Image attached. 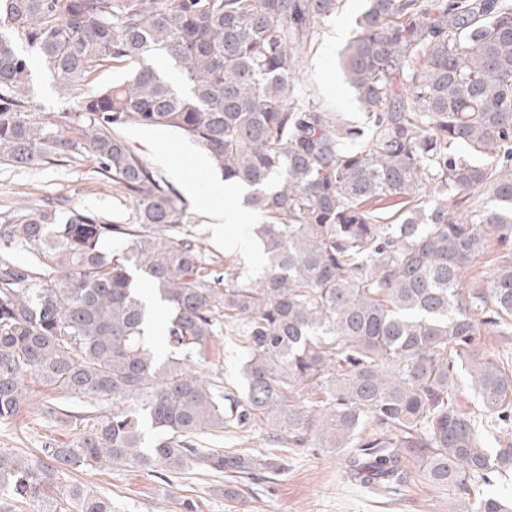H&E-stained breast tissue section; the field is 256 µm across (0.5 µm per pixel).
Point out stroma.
I'll return each instance as SVG.
<instances>
[{
    "label": "stroma",
    "instance_id": "obj_1",
    "mask_svg": "<svg viewBox=\"0 0 512 512\" xmlns=\"http://www.w3.org/2000/svg\"><path fill=\"white\" fill-rule=\"evenodd\" d=\"M367 6V0H340L338 11L320 24L318 39L300 72L301 98L348 120L358 117L360 107L343 76L339 57L352 37L356 17ZM333 29L338 36L329 49L325 42ZM123 136L176 190L183 191L187 178H195L198 191L185 194L184 222L202 234L208 258L219 264L230 262L242 275L260 277L264 270L261 251L247 252L223 242L224 237L235 236L239 226H225L219 234L209 222L202 201L217 196L223 198L225 207L240 209L242 224H255L258 218L241 199L225 196L224 182L205 152L172 129L133 125L124 129ZM43 199L58 200L64 209L91 211L120 224L135 221L130 200L98 172L88 155H70L62 162L30 167L0 161V221L12 217L19 205L32 206ZM45 400L42 391L33 390L23 411L9 423L0 424V450L37 456L46 442L68 443L77 437L78 430L71 422L45 419ZM247 445L249 454L263 464L242 480L236 498L223 494L229 478L215 481L190 471L157 477L117 465L102 471H74L68 479L107 497L114 512H181L180 504L187 498L194 502L195 512H460L454 493L430 487L412 461L407 464V482L392 499L344 483L342 454L324 448H271L259 430L251 433Z\"/></svg>",
    "mask_w": 512,
    "mask_h": 512
}]
</instances>
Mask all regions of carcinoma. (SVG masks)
I'll use <instances>...</instances> for the list:
<instances>
[{
	"mask_svg": "<svg viewBox=\"0 0 512 512\" xmlns=\"http://www.w3.org/2000/svg\"><path fill=\"white\" fill-rule=\"evenodd\" d=\"M338 2L0 0V160L86 153L136 208L112 224L44 200L0 224V422L32 382L51 421L70 399L93 408L43 459L0 452L15 501L112 512L77 483L66 510L57 497L67 471L111 464L241 477L250 455L206 437L260 429L271 446L345 449L352 485L395 492L412 457L463 512H512L467 497L512 470V362L483 343L512 338V3L369 0L341 55L362 109L351 124L296 93ZM32 55L69 104L52 117L32 108ZM108 65L131 75L89 89ZM129 124L178 130L249 188L262 276L206 262L183 199L121 137ZM481 191L492 204L469 220L448 208ZM373 201L401 204L400 222L379 223ZM114 237L129 245L107 251ZM479 256L494 275L465 288ZM150 298L169 312L163 350ZM224 335L245 348L238 386L205 371ZM461 375L477 413L456 401Z\"/></svg>",
	"mask_w": 512,
	"mask_h": 512,
	"instance_id": "1",
	"label": "carcinoma"
}]
</instances>
